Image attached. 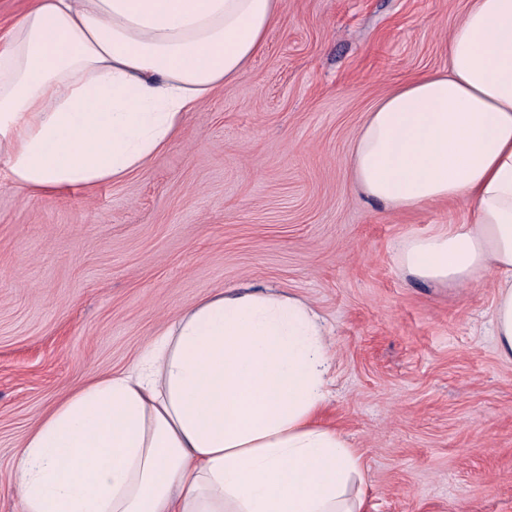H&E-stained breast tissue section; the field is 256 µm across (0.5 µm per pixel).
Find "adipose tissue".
Listing matches in <instances>:
<instances>
[{"instance_id":"1","label":"adipose tissue","mask_w":512,"mask_h":512,"mask_svg":"<svg viewBox=\"0 0 512 512\" xmlns=\"http://www.w3.org/2000/svg\"><path fill=\"white\" fill-rule=\"evenodd\" d=\"M281 0H34L0 42V184L24 194L123 180L187 112L243 75ZM348 165L405 212L469 202L408 241L419 281L492 274L512 362V0H474L448 68L384 95ZM305 300L227 288L182 312L128 370L76 387L13 466L22 512H364L362 455L320 419L333 357Z\"/></svg>"}]
</instances>
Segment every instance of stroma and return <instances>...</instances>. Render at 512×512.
Instances as JSON below:
<instances>
[{"label": "stroma", "instance_id": "stroma-1", "mask_svg": "<svg viewBox=\"0 0 512 512\" xmlns=\"http://www.w3.org/2000/svg\"><path fill=\"white\" fill-rule=\"evenodd\" d=\"M472 0H283L263 52L124 180L0 187V512L38 420L130 367L179 313L249 282L309 302L336 355L327 422L367 466V512H512V362L490 274L423 283L402 243L465 201L396 212L347 160L399 82L448 66Z\"/></svg>", "mask_w": 512, "mask_h": 512}]
</instances>
